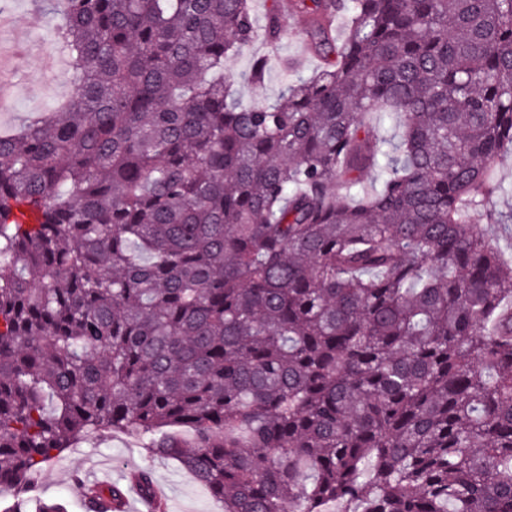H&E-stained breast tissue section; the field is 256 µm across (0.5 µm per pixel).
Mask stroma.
I'll return each instance as SVG.
<instances>
[{"mask_svg":"<svg viewBox=\"0 0 512 512\" xmlns=\"http://www.w3.org/2000/svg\"><path fill=\"white\" fill-rule=\"evenodd\" d=\"M45 9L44 0H0V10L9 12L23 46L14 62L6 96L8 106L0 110L1 130L20 127L34 113L66 101L73 92L68 78L70 59L59 53L46 26ZM249 66L250 57L246 54L226 63V84L245 101L274 100L288 77L278 62H270L265 81L259 85L247 83ZM496 212L497 220L481 218V229L502 257L512 261V192L498 197ZM143 467L151 469L164 490L169 512H222V505L210 497L192 473L174 460L150 455L140 437L131 433H117L74 446L47 467L34 496L61 501L67 512H81L78 481L92 480L104 471L117 480Z\"/></svg>","mask_w":512,"mask_h":512,"instance_id":"obj_1","label":"stroma"}]
</instances>
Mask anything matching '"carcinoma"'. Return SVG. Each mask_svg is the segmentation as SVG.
I'll return each instance as SVG.
<instances>
[{"label": "carcinoma", "instance_id": "1", "mask_svg": "<svg viewBox=\"0 0 512 512\" xmlns=\"http://www.w3.org/2000/svg\"><path fill=\"white\" fill-rule=\"evenodd\" d=\"M289 2L323 65L261 104L224 64L279 45V0L54 10L74 93L0 134L8 512L113 432L224 512H512V263L475 224L506 191L512 0Z\"/></svg>", "mask_w": 512, "mask_h": 512}]
</instances>
